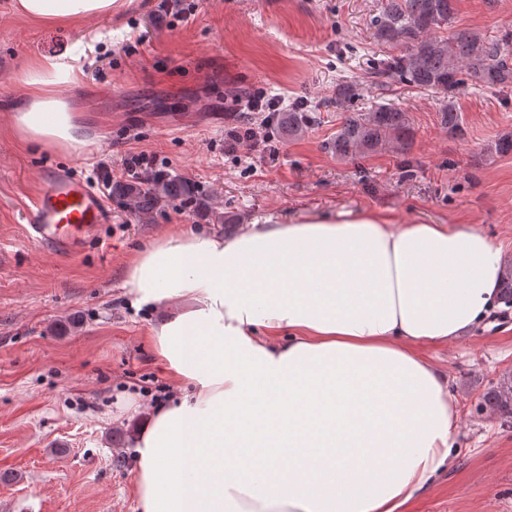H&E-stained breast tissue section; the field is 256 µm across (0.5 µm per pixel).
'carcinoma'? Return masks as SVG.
<instances>
[{
  "instance_id": "carcinoma-1",
  "label": "carcinoma",
  "mask_w": 512,
  "mask_h": 512,
  "mask_svg": "<svg viewBox=\"0 0 512 512\" xmlns=\"http://www.w3.org/2000/svg\"><path fill=\"white\" fill-rule=\"evenodd\" d=\"M453 14L454 0H385L370 20L372 38L397 50L383 68L370 72L371 83L384 87L393 80L443 95L439 119L450 137L464 131L454 102L463 90L472 85L512 88V31L504 29L489 36L465 29L450 31ZM358 96L359 83L343 81L336 85L337 106L343 108ZM315 122L316 117L306 108L281 112L275 122L276 136L282 140L298 138ZM411 145L407 113L383 102L367 112L347 113L325 149L341 160H356L387 146L405 155ZM112 195L142 219L170 199H184L196 207L202 204L191 183L165 172L139 183L117 184ZM483 402L502 417L512 418L511 372L503 374L483 395Z\"/></svg>"
}]
</instances>
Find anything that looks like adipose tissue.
Returning <instances> with one entry per match:
<instances>
[{
	"label": "adipose tissue",
	"instance_id": "obj_1",
	"mask_svg": "<svg viewBox=\"0 0 512 512\" xmlns=\"http://www.w3.org/2000/svg\"><path fill=\"white\" fill-rule=\"evenodd\" d=\"M116 3L18 8L54 26ZM78 74L63 54L21 70L20 135L80 146L58 94ZM502 271L474 225L368 208L155 238L123 287L179 395L130 435L141 512H400L450 467L460 428L448 375L414 346L492 318Z\"/></svg>",
	"mask_w": 512,
	"mask_h": 512
}]
</instances>
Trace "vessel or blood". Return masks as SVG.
I'll use <instances>...</instances> for the list:
<instances>
[{
	"label": "vessel or blood",
	"mask_w": 512,
	"mask_h": 512,
	"mask_svg": "<svg viewBox=\"0 0 512 512\" xmlns=\"http://www.w3.org/2000/svg\"><path fill=\"white\" fill-rule=\"evenodd\" d=\"M111 221L106 198L95 185L57 170L42 176L32 199L28 238L56 254L71 256L100 225Z\"/></svg>",
	"instance_id": "1"
}]
</instances>
